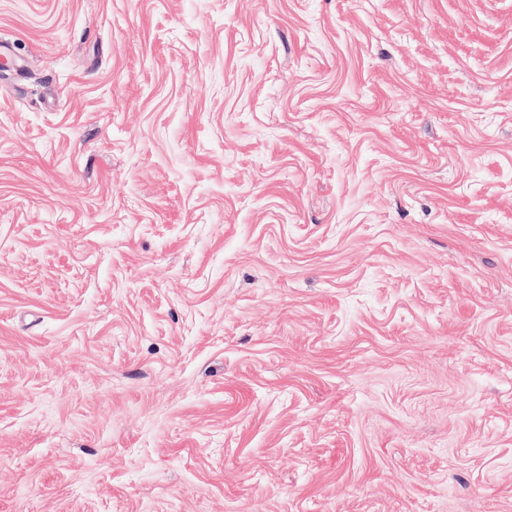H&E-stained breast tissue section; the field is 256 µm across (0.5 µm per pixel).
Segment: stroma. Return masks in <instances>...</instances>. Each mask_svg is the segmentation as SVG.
Listing matches in <instances>:
<instances>
[{"label": "stroma", "instance_id": "1", "mask_svg": "<svg viewBox=\"0 0 512 512\" xmlns=\"http://www.w3.org/2000/svg\"><path fill=\"white\" fill-rule=\"evenodd\" d=\"M0 37V512H512V0Z\"/></svg>", "mask_w": 512, "mask_h": 512}]
</instances>
